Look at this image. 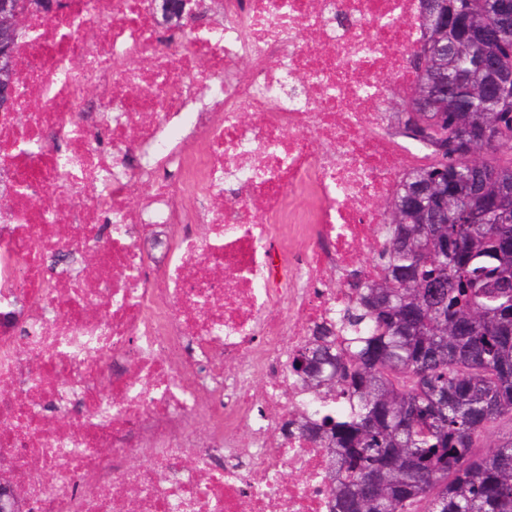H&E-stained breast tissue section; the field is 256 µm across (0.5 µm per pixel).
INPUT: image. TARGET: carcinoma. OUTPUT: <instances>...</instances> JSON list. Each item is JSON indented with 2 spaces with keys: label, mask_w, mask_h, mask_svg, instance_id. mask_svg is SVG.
<instances>
[{
  "label": "carcinoma",
  "mask_w": 512,
  "mask_h": 512,
  "mask_svg": "<svg viewBox=\"0 0 512 512\" xmlns=\"http://www.w3.org/2000/svg\"><path fill=\"white\" fill-rule=\"evenodd\" d=\"M431 9L445 48L426 60L421 141L439 161L394 195L381 274L356 289L337 335L320 332L292 363L340 395L302 429L334 462L331 512H512V434L487 441L512 423V99L494 91L512 71V0Z\"/></svg>",
  "instance_id": "carcinoma-1"
}]
</instances>
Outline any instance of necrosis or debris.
<instances>
[{
    "mask_svg": "<svg viewBox=\"0 0 512 512\" xmlns=\"http://www.w3.org/2000/svg\"><path fill=\"white\" fill-rule=\"evenodd\" d=\"M156 4L24 18L0 113V480L29 512H330L298 424L338 395L292 363L379 275V200L434 161L388 107L420 0Z\"/></svg>",
    "mask_w": 512,
    "mask_h": 512,
    "instance_id": "necrosis-or-debris-1",
    "label": "necrosis or debris"
}]
</instances>
